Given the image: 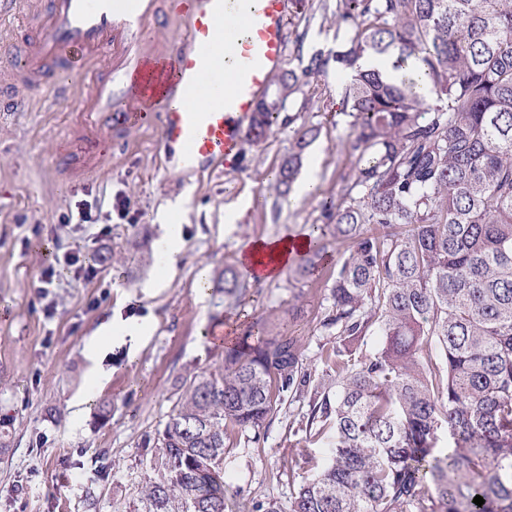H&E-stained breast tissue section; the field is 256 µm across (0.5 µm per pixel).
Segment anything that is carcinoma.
<instances>
[{"mask_svg": "<svg viewBox=\"0 0 512 512\" xmlns=\"http://www.w3.org/2000/svg\"><path fill=\"white\" fill-rule=\"evenodd\" d=\"M334 16L352 34L331 57L298 54L301 71L277 76L248 138H268L301 78L332 63L345 75L358 166L322 205L348 243L321 322L336 345L312 386L297 337L247 325L153 438L164 475L142 486L143 512H224L225 439L262 426L286 395L309 396L307 428L336 431L288 512H512V0H336ZM368 56L392 73L364 68ZM318 134L295 130L281 194ZM327 257L310 235L295 274ZM249 290L248 273L224 268L227 307ZM373 325L379 346L360 355ZM444 423L453 446L441 451Z\"/></svg>", "mask_w": 512, "mask_h": 512, "instance_id": "cac0c4a2", "label": "carcinoma"}]
</instances>
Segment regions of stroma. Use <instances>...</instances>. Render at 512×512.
<instances>
[{"instance_id":"35a3bbf8","label":"stroma","mask_w":512,"mask_h":512,"mask_svg":"<svg viewBox=\"0 0 512 512\" xmlns=\"http://www.w3.org/2000/svg\"><path fill=\"white\" fill-rule=\"evenodd\" d=\"M335 0H308L289 30L306 31L303 47L288 43L286 65L298 52L336 51ZM336 70L302 79L284 115L320 127L307 148L301 177L315 176L313 193L280 197L274 174L293 147L280 124L263 143H242L232 161L209 174L185 175L166 165L155 128L136 126L98 140L62 141L77 106L46 98L21 112H0V512H141L145 479L159 478L145 439L163 429L196 375L218 370L224 344L264 319L277 333L299 337L306 368L319 380L323 347L335 345L321 322L331 307L325 275L253 284L244 302L224 307V268L239 261L242 242L298 236L324 225L323 200L335 196L356 159L347 144ZM68 150L91 170L55 171ZM130 201L126 218H108L116 194ZM101 207L96 223L58 226L79 201ZM177 205L184 248L174 270L158 261L164 234L157 213ZM233 222H226V215ZM53 225V242L34 237ZM78 251L89 274L62 273L48 286L40 276L48 252ZM138 318L149 333L139 344L112 338L96 358L87 343L109 319ZM223 326L216 338L215 326ZM108 416H101V405ZM307 398L278 404L262 427L225 441V512L287 506L300 484L327 460L331 427L310 435Z\"/></svg>"}]
</instances>
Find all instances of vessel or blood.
<instances>
[{"label": "vessel or blood", "mask_w": 512, "mask_h": 512, "mask_svg": "<svg viewBox=\"0 0 512 512\" xmlns=\"http://www.w3.org/2000/svg\"><path fill=\"white\" fill-rule=\"evenodd\" d=\"M290 7V0H42L31 16L26 0H0V17L17 21L0 50L11 60L0 87L81 102L118 132L152 125L167 164L206 173L236 153L282 68ZM162 15L182 23L184 34L162 50L144 48L139 32ZM190 99L201 107H187Z\"/></svg>", "instance_id": "b4317fda"}]
</instances>
